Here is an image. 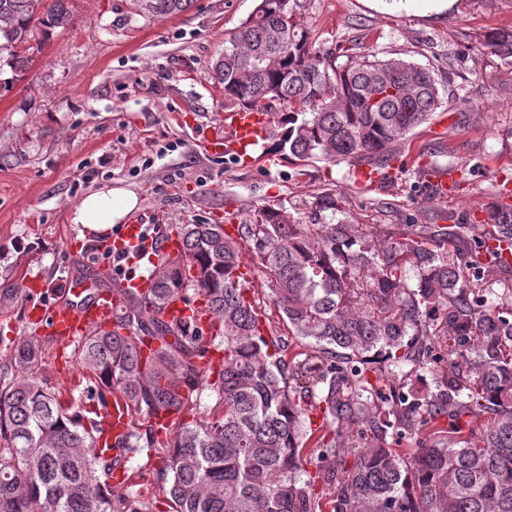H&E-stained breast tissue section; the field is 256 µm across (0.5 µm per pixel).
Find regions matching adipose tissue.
<instances>
[{
  "instance_id": "adipose-tissue-1",
  "label": "adipose tissue",
  "mask_w": 512,
  "mask_h": 512,
  "mask_svg": "<svg viewBox=\"0 0 512 512\" xmlns=\"http://www.w3.org/2000/svg\"><path fill=\"white\" fill-rule=\"evenodd\" d=\"M137 205L133 192L110 188L89 193L83 197L73 215L74 223L83 225L90 234L111 232Z\"/></svg>"
}]
</instances>
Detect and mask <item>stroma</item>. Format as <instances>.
I'll use <instances>...</instances> for the list:
<instances>
[{
	"label": "stroma",
	"mask_w": 512,
	"mask_h": 512,
	"mask_svg": "<svg viewBox=\"0 0 512 512\" xmlns=\"http://www.w3.org/2000/svg\"><path fill=\"white\" fill-rule=\"evenodd\" d=\"M257 0H195L168 19L133 14L129 0H72L73 21L50 31L20 74L0 91V365L4 339L29 335V306L60 299L76 269L107 263L92 236L73 223L81 199L121 187L133 192L143 223L251 224L260 210L284 206L306 224L340 219L383 248L414 237L433 212L493 227L487 213L512 180V87L500 82L512 62L485 45L512 27V0H306L300 21L316 47L344 54L402 58L433 68L442 103L401 141L391 177L374 190L356 187L348 162H300L263 147L252 163L200 145L221 122L224 86L212 65L224 35ZM450 168L448 196L434 195L426 169ZM336 198L319 211V196ZM248 295L273 329L277 358L288 366L311 354L273 302L270 282L250 263ZM45 293L27 294V276ZM40 373L70 395L81 368L72 347L40 332Z\"/></svg>",
	"instance_id": "stroma-1"
}]
</instances>
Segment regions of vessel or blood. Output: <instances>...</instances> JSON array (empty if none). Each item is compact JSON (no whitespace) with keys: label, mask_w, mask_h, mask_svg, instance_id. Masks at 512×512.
<instances>
[{"label":"vessel or blood","mask_w":512,"mask_h":512,"mask_svg":"<svg viewBox=\"0 0 512 512\" xmlns=\"http://www.w3.org/2000/svg\"><path fill=\"white\" fill-rule=\"evenodd\" d=\"M270 122L268 116L256 109H237L224 115L223 128L214 130L211 138L205 139V148L220 144L224 150L242 154L248 148L258 145L268 137ZM145 244L151 261H159L173 255L178 244L166 231L164 225L146 229L144 224L131 221L122 225L112 238L104 240L103 247L113 257L127 254L133 246ZM118 305L110 291L101 289L94 281L76 277L62 300L50 306L34 305L28 311L29 322L47 329L64 344L77 342L91 332L111 325ZM168 319H191L194 324L207 326L209 318L203 309H191L182 302H172L167 312ZM132 421V414L121 398H113L112 408L105 423V439L111 440L123 434Z\"/></svg>","instance_id":"1"}]
</instances>
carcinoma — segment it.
<instances>
[{
    "label": "carcinoma",
    "instance_id": "obj_1",
    "mask_svg": "<svg viewBox=\"0 0 512 512\" xmlns=\"http://www.w3.org/2000/svg\"><path fill=\"white\" fill-rule=\"evenodd\" d=\"M70 0H0V71L27 67L38 32L72 22ZM139 16L166 19L195 0H130ZM303 0H259L227 39L214 72L239 106H288L269 151L305 162L349 161L382 169L393 148L441 103L432 69L402 59L347 56L313 48L296 16ZM512 58V29L486 37ZM422 225V239L377 250L342 220L302 224L268 208L232 235L222 224H181L180 251L152 266L141 294L115 289L113 328L74 345L92 416L64 406L38 376L45 350L33 337L9 345L18 371L0 366V512H154L151 496L126 487L115 498L112 461L135 457L143 435L162 467L145 478L174 512H317L315 477L304 471L305 426L298 394L325 385L319 402L324 471L339 480L336 512H512V308L483 293L488 270L465 260L461 225ZM512 226V206L488 213ZM446 245L439 253L430 248ZM265 268L274 303L313 355L291 374L269 354L271 341L234 273L245 252ZM416 271L410 285L406 265ZM176 299L204 304L206 333L166 319ZM448 342L440 343V337ZM224 364L203 363L214 339ZM380 357L387 372L369 367ZM465 363L467 374L456 373ZM432 374L436 391L402 382L376 396L389 377ZM215 399L216 415L186 422L192 394ZM132 414L171 423L159 437L133 422L96 446L110 396ZM490 414L488 430L461 436L463 419ZM448 418V434L402 455L385 442ZM367 422L377 444L358 453L343 426Z\"/></svg>",
    "mask_w": 512,
    "mask_h": 512
}]
</instances>
